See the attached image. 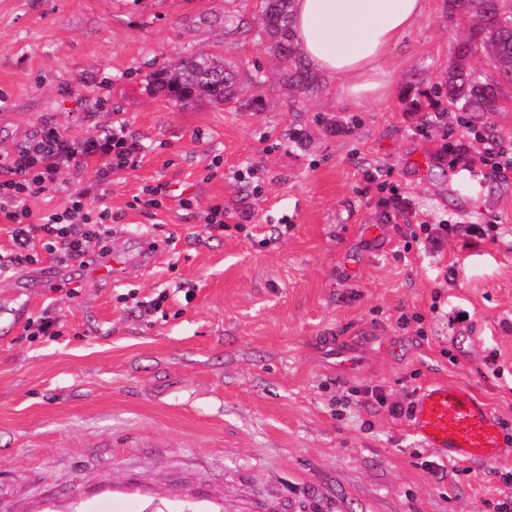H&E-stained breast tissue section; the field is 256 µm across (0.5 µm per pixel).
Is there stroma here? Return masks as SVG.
<instances>
[{
	"label": "stroma",
	"mask_w": 512,
	"mask_h": 512,
	"mask_svg": "<svg viewBox=\"0 0 512 512\" xmlns=\"http://www.w3.org/2000/svg\"><path fill=\"white\" fill-rule=\"evenodd\" d=\"M239 18L259 26L258 0H0V151L126 124L135 166L104 180L93 159L73 186L114 230L167 243L149 273L75 296L30 304L0 277V315L60 321L53 338L0 330V512H498L512 500V101L487 144L411 111L464 36L443 0L393 48L378 103H343L328 82L289 92ZM192 51L236 67L241 103L158 89L163 62ZM158 184L160 209L137 204ZM395 196L412 208L389 221ZM441 224L454 232L429 240ZM448 381L489 405L499 459L448 462L389 414Z\"/></svg>",
	"instance_id": "35a3bbf8"
}]
</instances>
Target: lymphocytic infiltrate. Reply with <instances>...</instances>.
<instances>
[{"label": "lymphocytic infiltrate", "mask_w": 512, "mask_h": 512, "mask_svg": "<svg viewBox=\"0 0 512 512\" xmlns=\"http://www.w3.org/2000/svg\"><path fill=\"white\" fill-rule=\"evenodd\" d=\"M125 125L102 126L97 137L81 142L51 130L0 153V214L10 223L12 247L0 253V276L19 265H31L38 256L33 251L37 233H46L47 249L56 260L82 257L103 248L112 234V210L104 203L91 205L84 193L71 191L64 169L82 172L89 158L100 162L98 175L133 166L142 152ZM64 196L63 204L33 221L30 203L46 192Z\"/></svg>", "instance_id": "f902f5d3"}]
</instances>
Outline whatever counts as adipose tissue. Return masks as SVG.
I'll return each instance as SVG.
<instances>
[{
    "label": "adipose tissue",
    "instance_id": "1",
    "mask_svg": "<svg viewBox=\"0 0 512 512\" xmlns=\"http://www.w3.org/2000/svg\"><path fill=\"white\" fill-rule=\"evenodd\" d=\"M426 0H294L295 41L310 69L345 102L388 96L390 51L424 16Z\"/></svg>",
    "mask_w": 512,
    "mask_h": 512
}]
</instances>
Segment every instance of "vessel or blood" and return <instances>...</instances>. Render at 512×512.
<instances>
[{"mask_svg":"<svg viewBox=\"0 0 512 512\" xmlns=\"http://www.w3.org/2000/svg\"><path fill=\"white\" fill-rule=\"evenodd\" d=\"M164 242L145 237L137 254L113 248L105 254H91L65 265L42 267L27 274L26 288H77L76 272L92 279L112 282L124 277L130 267L149 271L163 256ZM413 435L426 447L451 454L453 460L493 461L503 448L500 427L486 402L465 386L435 384L422 388L410 417Z\"/></svg>","mask_w":512,"mask_h":512,"instance_id":"obj_1","label":"vessel or blood"}]
</instances>
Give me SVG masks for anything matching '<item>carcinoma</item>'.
Here are the masks:
<instances>
[{"label":"carcinoma","mask_w":512,"mask_h":512,"mask_svg":"<svg viewBox=\"0 0 512 512\" xmlns=\"http://www.w3.org/2000/svg\"><path fill=\"white\" fill-rule=\"evenodd\" d=\"M293 0H261V35L280 58L282 78L299 93H310L317 77L303 63L294 42ZM448 17L475 19L448 65L446 81L417 92L413 111L452 109L469 115L497 111L503 91L512 87V0H444ZM493 67L489 74L476 67L480 58ZM161 89L177 101L206 99L220 104L239 99L238 74L224 59L208 52H191L167 61L157 71Z\"/></svg>","instance_id":"1"}]
</instances>
